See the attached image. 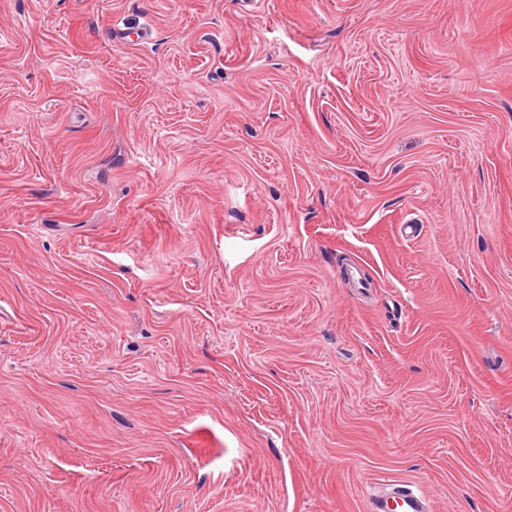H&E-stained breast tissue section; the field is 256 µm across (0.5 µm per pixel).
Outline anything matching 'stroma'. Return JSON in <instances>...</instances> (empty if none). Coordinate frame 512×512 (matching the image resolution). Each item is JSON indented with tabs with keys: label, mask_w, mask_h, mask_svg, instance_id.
I'll list each match as a JSON object with an SVG mask.
<instances>
[{
	"label": "stroma",
	"mask_w": 512,
	"mask_h": 512,
	"mask_svg": "<svg viewBox=\"0 0 512 512\" xmlns=\"http://www.w3.org/2000/svg\"><path fill=\"white\" fill-rule=\"evenodd\" d=\"M383 479L512 512V0H0V512Z\"/></svg>",
	"instance_id": "1"
}]
</instances>
